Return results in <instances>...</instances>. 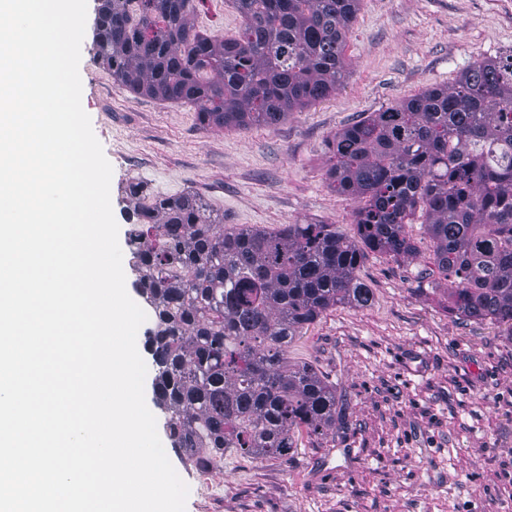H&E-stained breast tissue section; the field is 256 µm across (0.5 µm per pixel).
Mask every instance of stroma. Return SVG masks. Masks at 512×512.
<instances>
[{
  "instance_id": "35a3bbf8",
  "label": "stroma",
  "mask_w": 512,
  "mask_h": 512,
  "mask_svg": "<svg viewBox=\"0 0 512 512\" xmlns=\"http://www.w3.org/2000/svg\"><path fill=\"white\" fill-rule=\"evenodd\" d=\"M97 6L87 0L82 106L113 169L122 242L131 209L123 188L134 180L153 195L195 192L228 225L331 224L353 234L358 203L327 175L332 136L451 85L475 58L512 52V0H360L336 93L272 128L221 127L114 80L94 58ZM193 22L219 36L242 26L233 0H199ZM406 232L416 256L370 252L357 270L370 306L332 308L288 346L290 363L334 386L335 429L297 431L284 459L227 455L211 486L164 442L189 488L185 512H512V334L449 314L422 224Z\"/></svg>"
}]
</instances>
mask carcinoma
<instances>
[{
  "label": "carcinoma",
  "mask_w": 512,
  "mask_h": 512,
  "mask_svg": "<svg viewBox=\"0 0 512 512\" xmlns=\"http://www.w3.org/2000/svg\"><path fill=\"white\" fill-rule=\"evenodd\" d=\"M235 36L195 29L196 0H101L94 58L136 94L189 104L203 124L275 127L344 83L359 0H234ZM328 176L357 199L356 232L332 224L226 227L194 192L125 187L134 286L150 308L155 404L181 452L286 458L300 428L336 426V391L288 363L292 338L337 304L366 307L367 252L416 253L448 281V313L512 331V53L475 60L450 86L336 132Z\"/></svg>",
  "instance_id": "cac0c4a2"
}]
</instances>
